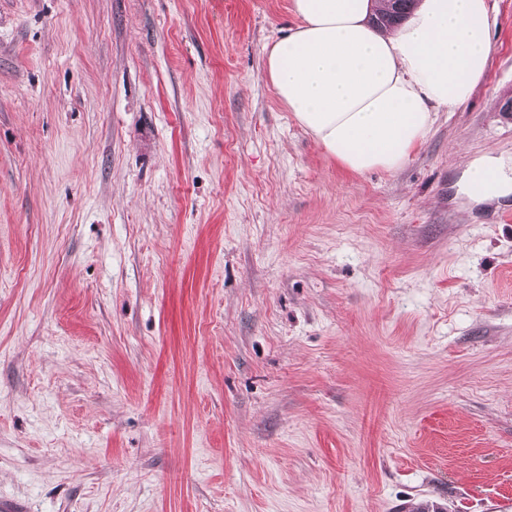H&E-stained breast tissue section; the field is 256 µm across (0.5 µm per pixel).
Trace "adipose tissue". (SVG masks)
Instances as JSON below:
<instances>
[{"mask_svg": "<svg viewBox=\"0 0 512 512\" xmlns=\"http://www.w3.org/2000/svg\"><path fill=\"white\" fill-rule=\"evenodd\" d=\"M388 0H293L299 18L265 48V73L297 123L346 169L403 167L433 113L453 111L483 80L490 56L488 0H423L406 25L374 30ZM467 190L512 193L497 160L474 163Z\"/></svg>", "mask_w": 512, "mask_h": 512, "instance_id": "ef3b65f1", "label": "adipose tissue"}]
</instances>
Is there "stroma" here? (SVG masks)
Returning a JSON list of instances; mask_svg holds the SVG:
<instances>
[{"label": "stroma", "instance_id": "obj_1", "mask_svg": "<svg viewBox=\"0 0 512 512\" xmlns=\"http://www.w3.org/2000/svg\"><path fill=\"white\" fill-rule=\"evenodd\" d=\"M400 169L265 76L292 0H0V500L512 512V0ZM467 190L478 198L512 193V177L496 159H484L474 163L467 175Z\"/></svg>", "mask_w": 512, "mask_h": 512}]
</instances>
